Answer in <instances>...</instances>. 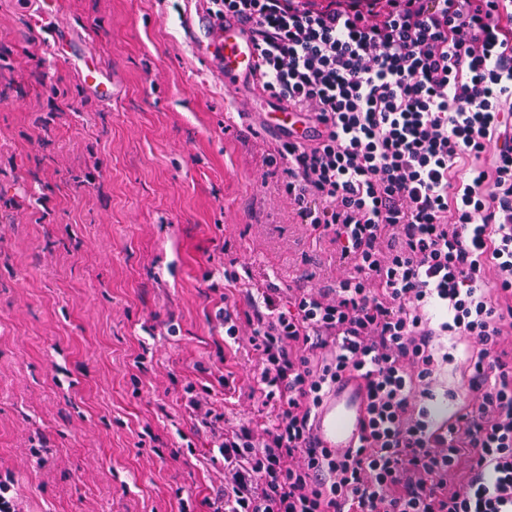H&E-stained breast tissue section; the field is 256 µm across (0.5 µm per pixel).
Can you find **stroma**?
<instances>
[{
	"label": "stroma",
	"mask_w": 512,
	"mask_h": 512,
	"mask_svg": "<svg viewBox=\"0 0 512 512\" xmlns=\"http://www.w3.org/2000/svg\"><path fill=\"white\" fill-rule=\"evenodd\" d=\"M184 3L0 0V480L20 512H177L185 496L211 512L221 466L162 383L220 357L250 382L256 355L225 344L220 308L248 313L256 284H326L336 260L269 203L281 172L254 183L277 141L232 119ZM91 53L116 99L83 84ZM453 354L440 420L463 400L465 343ZM185 434L195 454L175 458Z\"/></svg>",
	"instance_id": "stroma-1"
}]
</instances>
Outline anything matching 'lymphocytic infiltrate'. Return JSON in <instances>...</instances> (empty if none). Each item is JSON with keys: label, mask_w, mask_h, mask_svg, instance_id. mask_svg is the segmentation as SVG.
Segmentation results:
<instances>
[{"label": "lymphocytic infiltrate", "mask_w": 512, "mask_h": 512, "mask_svg": "<svg viewBox=\"0 0 512 512\" xmlns=\"http://www.w3.org/2000/svg\"><path fill=\"white\" fill-rule=\"evenodd\" d=\"M250 22L259 91L289 130L254 178L336 245L332 287L268 284L224 335L252 348L271 425L227 426L213 387L180 402L224 460L223 512H512V0H210ZM472 356L462 409L428 406ZM359 376L356 448L318 447L313 420ZM453 341L449 336L448 340L446 338L443 339L444 344L448 346V351L454 354L455 360L444 366L440 376L442 387L436 390V399L429 402L431 410L439 421L453 415L463 400L464 375L467 366L466 345L464 342L457 341V348L451 350L449 347H451ZM446 387L448 392L454 393V397L444 395Z\"/></svg>", "instance_id": "1"}]
</instances>
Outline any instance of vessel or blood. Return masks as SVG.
I'll return each mask as SVG.
<instances>
[{"instance_id":"vessel-or-blood-1","label":"vessel or blood","mask_w":512,"mask_h":512,"mask_svg":"<svg viewBox=\"0 0 512 512\" xmlns=\"http://www.w3.org/2000/svg\"><path fill=\"white\" fill-rule=\"evenodd\" d=\"M183 23L210 71L223 78L238 119L256 123L263 135H282L288 120L256 119L250 99L237 90L242 80L252 77L258 63L250 26L230 14L216 16L208 0H190ZM364 397L360 378H345L337 383L316 416L314 436L319 447L342 453L356 446L364 420Z\"/></svg>"}]
</instances>
